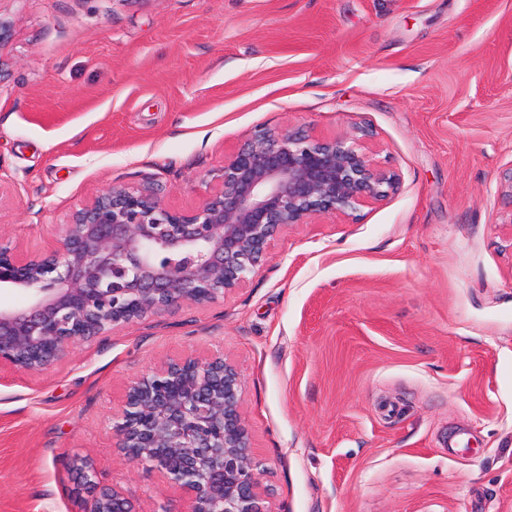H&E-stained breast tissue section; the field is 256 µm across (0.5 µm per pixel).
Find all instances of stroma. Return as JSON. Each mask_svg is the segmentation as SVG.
Returning a JSON list of instances; mask_svg holds the SVG:
<instances>
[{"mask_svg":"<svg viewBox=\"0 0 512 512\" xmlns=\"http://www.w3.org/2000/svg\"><path fill=\"white\" fill-rule=\"evenodd\" d=\"M0 233L37 251L96 191L195 206L257 127L372 130L399 190L285 230L244 288L0 383V512H83L129 461L133 377L224 354L272 512H512V0H0Z\"/></svg>","mask_w":512,"mask_h":512,"instance_id":"1","label":"stroma"}]
</instances>
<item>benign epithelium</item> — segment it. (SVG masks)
<instances>
[{
  "mask_svg": "<svg viewBox=\"0 0 512 512\" xmlns=\"http://www.w3.org/2000/svg\"><path fill=\"white\" fill-rule=\"evenodd\" d=\"M371 136L261 129L192 208L170 207L149 179L98 191L40 252L0 234V289L29 294L0 309V372L39 371L116 327L212 303L242 287L287 228L386 199L399 176L370 158ZM243 392L221 354L171 360L129 383L112 432L129 460L179 491L186 512H271ZM81 475L92 489L86 512H135L122 491L98 488L94 469Z\"/></svg>",
  "mask_w": 512,
  "mask_h": 512,
  "instance_id": "benign-epithelium-1",
  "label": "benign epithelium"
}]
</instances>
